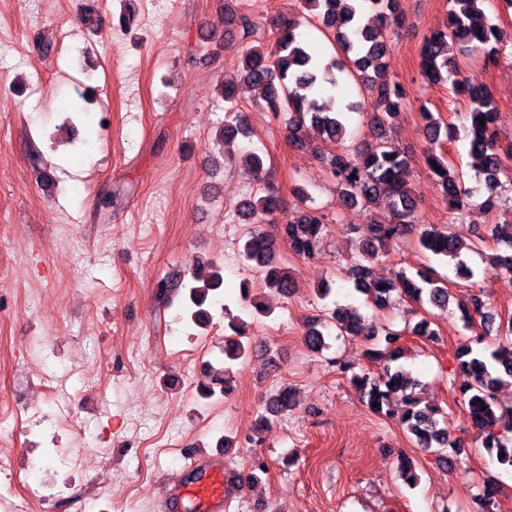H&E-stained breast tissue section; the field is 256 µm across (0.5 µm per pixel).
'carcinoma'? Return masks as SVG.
I'll use <instances>...</instances> for the list:
<instances>
[{
	"instance_id": "obj_1",
	"label": "carcinoma",
	"mask_w": 512,
	"mask_h": 512,
	"mask_svg": "<svg viewBox=\"0 0 512 512\" xmlns=\"http://www.w3.org/2000/svg\"><path fill=\"white\" fill-rule=\"evenodd\" d=\"M486 2L488 0H451L445 26L424 35L419 54L421 75L427 82L448 85L454 94L468 102V108L461 113V123L468 139L469 154L476 160L473 177L484 183L492 205L503 187L501 177H506L512 185V167L504 164V159L512 158V147L504 151L497 144L500 112L490 89L473 78L461 77V68L455 58L457 54L475 51L484 53L493 63L497 61L498 33L494 32L495 25L485 15ZM303 4L308 12V22L323 34L333 36L345 60L320 57L302 40L294 21L286 16H278L273 21L276 39L270 45L251 15L242 13L235 17L238 35L246 49L236 72L225 76L221 82L222 96L228 104L225 111L234 113V117L224 119V126L219 130L224 143L230 144L238 137L250 134L245 118L237 113L236 89L242 82L260 92L271 112L284 116L288 139L296 145L301 143L300 133L307 120L329 140L345 137L346 112H332L324 107L322 100L324 94L339 89L347 76L365 89L378 88L374 106L382 114L379 126L396 118L405 105L404 86L388 78L394 27L402 24L400 0H303ZM420 115L430 141L438 143L455 138V125L441 122L426 108L420 109ZM244 162L255 172L258 185L238 207L242 220L251 225L243 255L254 263L265 287L286 296L294 288V279L288 271L277 266L278 242L286 241L295 255L311 258L332 220L320 210L305 206L292 211L285 223L277 225L276 233L264 231L258 220L263 216L273 217L281 211L280 197L265 186L264 161L258 153H246ZM409 165L407 154L384 139L382 132L358 157L346 150L329 159L327 167L347 206L366 210L381 197L388 199L390 204L389 220L379 221L373 217L369 221L368 235L359 244L360 258L345 269V275L353 282L355 290L365 296V301L377 308L386 306L396 294L421 307L428 304L442 310L448 307L450 293L433 269L427 268L414 277L398 270L388 279H378L367 264L379 249L386 248L417 224V199L406 179ZM428 165L434 170L451 209L462 211L468 203L464 173L446 157L432 155ZM437 167L440 168L438 172L435 171ZM474 236L481 242L490 240L496 244L497 249L488 257L489 266L512 274V224H487L474 230ZM418 242L423 250L456 261L463 278L474 277V271L461 259L466 241L460 231L425 229L420 232ZM209 267L206 274L193 272V285L189 287V300L197 307L191 312V318L199 323L208 318L203 305L224 285L220 268L213 263ZM462 321L467 328L478 326L482 329L475 334L478 344L491 332H501L481 288L472 291L469 306L462 308ZM325 326L333 327L339 336H362L369 341L382 342L389 361L400 359L401 332L386 327L380 329L368 323L356 308L335 307L329 312ZM229 329L231 334L224 337L222 350L226 364V394L232 391L227 378L231 370L229 363L246 355V348L239 340L245 332L243 325L233 318ZM304 340L314 353L327 347L317 322L309 325ZM461 369L468 376L461 393L473 426L483 435V447L495 457L499 466L512 470V407L500 404L496 397L500 385L512 384V342L492 350L466 348L461 355ZM351 383L373 413L386 417L394 414L391 409L393 396L401 395L400 423L419 448L441 460L451 453H462V446L450 441L447 428L441 426V411L423 403L417 392L419 381L403 366L388 365L378 376L355 373ZM292 407V393L283 388L269 397L259 422L265 423L268 417L282 415Z\"/></svg>"
}]
</instances>
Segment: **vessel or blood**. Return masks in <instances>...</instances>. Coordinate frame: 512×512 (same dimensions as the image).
I'll return each instance as SVG.
<instances>
[{
    "mask_svg": "<svg viewBox=\"0 0 512 512\" xmlns=\"http://www.w3.org/2000/svg\"><path fill=\"white\" fill-rule=\"evenodd\" d=\"M235 486L224 468V452L195 458L188 471L166 480L161 512H224Z\"/></svg>",
    "mask_w": 512,
    "mask_h": 512,
    "instance_id": "1",
    "label": "vessel or blood"
}]
</instances>
